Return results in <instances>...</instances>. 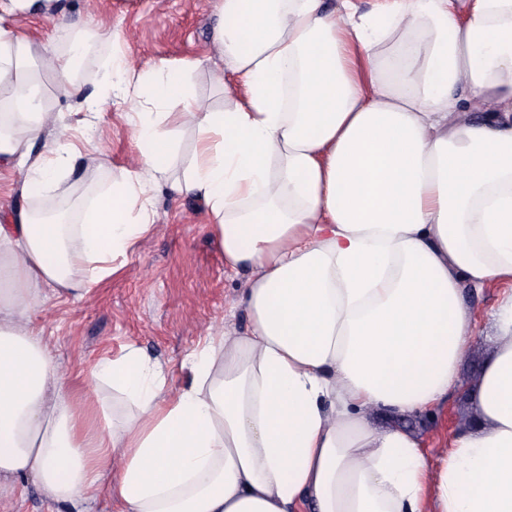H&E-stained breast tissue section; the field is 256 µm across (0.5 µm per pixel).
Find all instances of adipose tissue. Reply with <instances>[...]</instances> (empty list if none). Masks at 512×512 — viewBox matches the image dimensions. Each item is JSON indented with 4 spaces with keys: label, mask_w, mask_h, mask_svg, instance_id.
Returning a JSON list of instances; mask_svg holds the SVG:
<instances>
[{
    "label": "adipose tissue",
    "mask_w": 512,
    "mask_h": 512,
    "mask_svg": "<svg viewBox=\"0 0 512 512\" xmlns=\"http://www.w3.org/2000/svg\"><path fill=\"white\" fill-rule=\"evenodd\" d=\"M212 49L233 107H203L167 62L113 56L105 82L159 106L129 113L127 167L79 223L22 206L0 224V495L29 481L56 512L100 496L119 512H512V295L478 376H459L465 290L512 285V0H222ZM84 52L0 23V166L21 199L78 157L34 63L83 99L89 130ZM184 128L194 158L174 180ZM165 181L206 206L226 267L251 270V330L187 354L182 387L131 345L68 390L40 292L99 288ZM461 387L471 422L429 464L404 421ZM111 395L132 407L117 424Z\"/></svg>",
    "instance_id": "1"
}]
</instances>
